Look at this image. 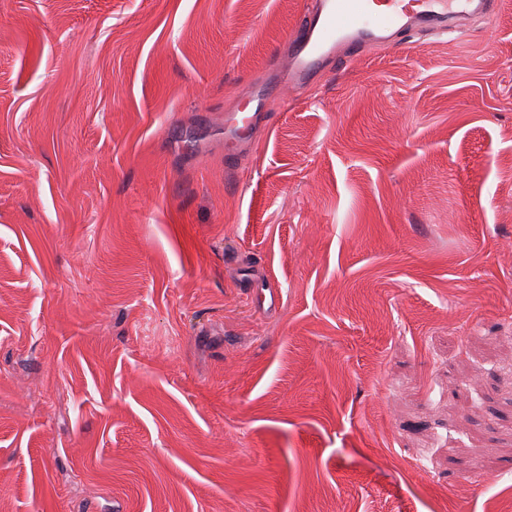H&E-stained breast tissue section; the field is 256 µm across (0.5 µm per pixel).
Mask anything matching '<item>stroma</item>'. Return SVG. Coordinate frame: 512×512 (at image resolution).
<instances>
[{"label":"stroma","mask_w":512,"mask_h":512,"mask_svg":"<svg viewBox=\"0 0 512 512\" xmlns=\"http://www.w3.org/2000/svg\"><path fill=\"white\" fill-rule=\"evenodd\" d=\"M307 5L0 0V512H512V0L228 168ZM243 104L253 105L251 115L237 111H229L224 114V157L229 164L235 163L238 158L236 145L242 139L244 133L249 130L264 115L261 113L265 107V100L260 93L248 88L242 95Z\"/></svg>","instance_id":"1"}]
</instances>
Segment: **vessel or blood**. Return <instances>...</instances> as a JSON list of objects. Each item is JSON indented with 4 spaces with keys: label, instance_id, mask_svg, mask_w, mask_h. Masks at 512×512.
<instances>
[{
    "label": "vessel or blood",
    "instance_id": "obj_1",
    "mask_svg": "<svg viewBox=\"0 0 512 512\" xmlns=\"http://www.w3.org/2000/svg\"><path fill=\"white\" fill-rule=\"evenodd\" d=\"M498 0H316L288 33V50L272 84L280 96L302 92L328 66L359 56L371 46L394 47L408 36L425 33L464 36L472 14H491ZM244 104L252 113L224 115V157L238 158L244 133L261 119L265 101L246 90Z\"/></svg>",
    "mask_w": 512,
    "mask_h": 512
}]
</instances>
